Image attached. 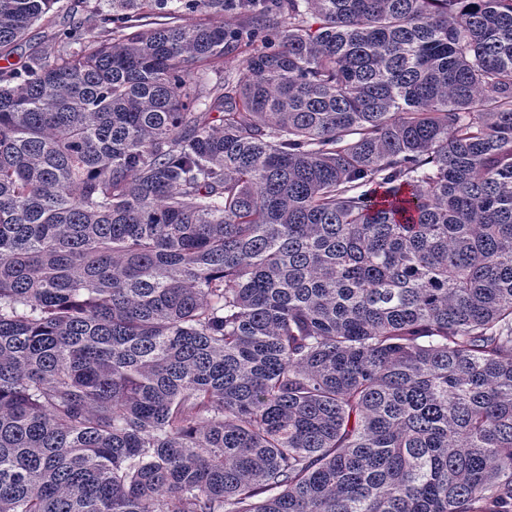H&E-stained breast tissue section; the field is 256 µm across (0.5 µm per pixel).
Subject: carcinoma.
Wrapping results in <instances>:
<instances>
[{
  "mask_svg": "<svg viewBox=\"0 0 512 512\" xmlns=\"http://www.w3.org/2000/svg\"><path fill=\"white\" fill-rule=\"evenodd\" d=\"M107 2L0 69V512H512V0Z\"/></svg>",
  "mask_w": 512,
  "mask_h": 512,
  "instance_id": "carcinoma-1",
  "label": "carcinoma"
}]
</instances>
